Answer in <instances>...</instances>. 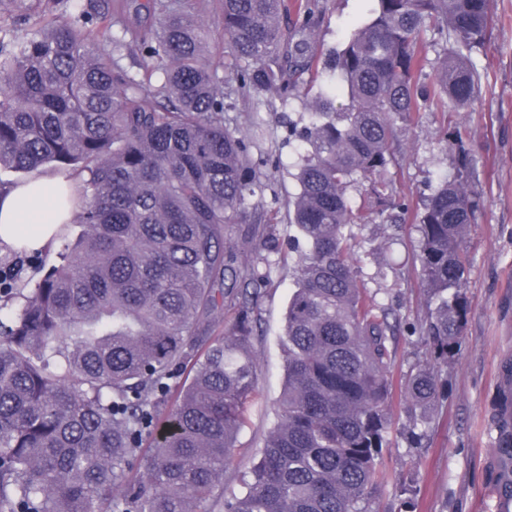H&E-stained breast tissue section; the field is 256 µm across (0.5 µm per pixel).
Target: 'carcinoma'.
I'll use <instances>...</instances> for the list:
<instances>
[{"label": "carcinoma", "instance_id": "cac0c4a2", "mask_svg": "<svg viewBox=\"0 0 512 512\" xmlns=\"http://www.w3.org/2000/svg\"><path fill=\"white\" fill-rule=\"evenodd\" d=\"M8 1L0 24V168L76 180L60 200L81 227L61 225L56 262L41 260L17 286L19 256L0 266V512H209L244 409L257 388L253 351L269 283L231 244L263 191L247 134L224 126L226 103L205 61L191 0H143L157 26L145 78L104 49L105 6L89 0L78 27L57 19L62 0ZM240 61L243 92L287 97L313 67L320 0H219ZM324 67V91L299 135L288 249L299 257L283 333L286 385L278 417L224 512H368L389 447L388 310L359 278L352 227L368 222L350 192L381 180L395 159L394 121L451 101L467 106L481 75L472 51L492 35L491 0H372ZM450 42L428 58L427 32ZM281 58L274 71L268 62ZM432 65L430 85L417 75ZM156 74L161 83L145 87ZM479 198L466 170L441 178L414 214L428 316L418 332L431 359L401 392L424 411L440 399L438 365L461 347L468 305L466 228ZM240 306L212 337L224 299ZM499 450L512 457V361L501 366ZM139 461L141 476L126 477Z\"/></svg>", "mask_w": 512, "mask_h": 512}]
</instances>
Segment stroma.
Here are the masks:
<instances>
[{
	"instance_id": "stroma-1",
	"label": "stroma",
	"mask_w": 512,
	"mask_h": 512,
	"mask_svg": "<svg viewBox=\"0 0 512 512\" xmlns=\"http://www.w3.org/2000/svg\"><path fill=\"white\" fill-rule=\"evenodd\" d=\"M194 18L207 33V56L215 64L226 96L224 124L254 138L253 156L270 160L263 167L265 189L254 200L251 219L265 226L276 216L275 235L280 250L261 249L258 239L233 235L243 259L257 261L270 284L259 304L260 322L254 341L259 362L257 393L247 407L246 423L224 469L225 493H240V479L248 471L276 417L285 383L282 333L291 295L295 254L286 244L295 228L288 222V203L296 192L293 179L299 143L289 135V122H302L314 95L326 85L315 77L306 90L282 99L276 90L244 93L232 79L236 61L231 56L219 22L216 0H193ZM322 14L314 34L317 50L338 46L353 25L364 19L369 0H321ZM136 0H112V32L124 45L114 57L133 76H142L146 53L133 43L132 31L149 20L136 10ZM495 25L484 48L472 55L482 74L477 98L465 108L414 113L395 122L394 145L398 162L382 179L389 199L422 207L439 178L454 176L460 166L470 171L469 185L480 198L465 247L470 266L465 286L468 313L461 348L442 365L447 396L430 411L431 424L419 448L410 447L405 430L414 406L394 398L389 434L391 448L384 454L385 481L373 493L369 512H400L397 489L414 481L415 512H494L491 490L502 476L495 428L499 395V366L512 358V0H492ZM464 134L462 146L452 145V129ZM420 233L412 219L400 226L382 223L376 215L355 232L353 242L363 255L361 279L377 300L394 309L402 323L427 318L426 292L418 275L416 255ZM396 357L393 383H400L428 356L424 337L394 334Z\"/></svg>"
}]
</instances>
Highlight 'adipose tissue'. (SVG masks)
Wrapping results in <instances>:
<instances>
[{"label": "adipose tissue", "instance_id": "ef3b65f1", "mask_svg": "<svg viewBox=\"0 0 512 512\" xmlns=\"http://www.w3.org/2000/svg\"><path fill=\"white\" fill-rule=\"evenodd\" d=\"M59 184L57 178L37 176L0 188V241L33 251L51 249L58 224L69 219L56 210Z\"/></svg>", "mask_w": 512, "mask_h": 512}]
</instances>
